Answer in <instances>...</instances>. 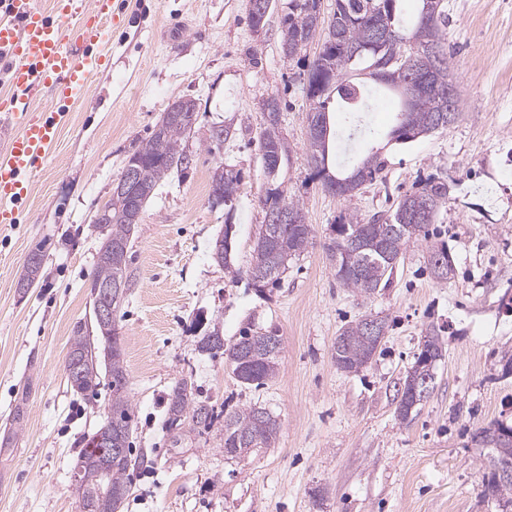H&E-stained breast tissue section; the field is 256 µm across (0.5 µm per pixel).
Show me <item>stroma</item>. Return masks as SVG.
Segmentation results:
<instances>
[{
  "instance_id": "stroma-1",
  "label": "stroma",
  "mask_w": 512,
  "mask_h": 512,
  "mask_svg": "<svg viewBox=\"0 0 512 512\" xmlns=\"http://www.w3.org/2000/svg\"><path fill=\"white\" fill-rule=\"evenodd\" d=\"M123 16L93 98L67 106L51 158L39 163L18 223L0 227V512H77L71 464L84 435L104 420L107 387L86 399L65 376L72 328H93L86 284L98 250L94 216L112 195L130 146L146 138L169 103L195 99L186 140L195 157L146 204L131 239L139 283L119 322L129 377L132 446L148 456L132 470L120 512H497L480 495L485 459L477 427L512 422V0H448V40L462 114L443 131L390 148L380 178L351 197L323 190L305 161L307 64L280 50L274 0L263 32L248 0H117ZM278 95L290 149L280 180L299 199L315 243L264 291L248 271L261 230L267 180L260 105ZM236 133L210 150L211 130ZM240 182L231 205L210 194L218 165ZM441 179L450 200L409 243L388 288L363 298L340 287L323 242L348 212L387 210L397 196ZM230 232L232 267L211 257ZM45 247L38 287L19 296L28 253ZM446 246L454 272L434 277L429 250ZM389 328L357 373L337 370L336 338L364 315ZM232 342L241 330L277 327L279 370L244 385L223 358L198 349L213 326ZM435 330L442 357L434 389L408 421L395 414V385ZM187 378L217 418L207 428L169 425L170 386ZM261 406L280 423L273 447L224 454V413Z\"/></svg>"
}]
</instances>
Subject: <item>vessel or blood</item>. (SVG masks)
Instances as JSON below:
<instances>
[{"mask_svg": "<svg viewBox=\"0 0 512 512\" xmlns=\"http://www.w3.org/2000/svg\"><path fill=\"white\" fill-rule=\"evenodd\" d=\"M118 15L114 0H0V224H14L39 161L53 152L65 116L37 108L44 96L84 97Z\"/></svg>", "mask_w": 512, "mask_h": 512, "instance_id": "1", "label": "vessel or blood"}]
</instances>
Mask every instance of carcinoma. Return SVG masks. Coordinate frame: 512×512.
Returning <instances> with one entry per match:
<instances>
[{
  "mask_svg": "<svg viewBox=\"0 0 512 512\" xmlns=\"http://www.w3.org/2000/svg\"><path fill=\"white\" fill-rule=\"evenodd\" d=\"M336 9L327 28L336 30V42H330V32L323 31L314 22L312 10L316 0H289L288 12L281 20L280 46L284 57H290L288 48L295 38L307 42L322 37L325 54L316 56L308 64L312 79L306 84V98L315 112L309 122L321 124L322 131L309 135L305 157L321 185L335 177L344 184L340 196L353 194L358 187L377 178L385 165L380 148L370 146L344 164L332 166L330 156L338 153L342 131L330 124V113L342 112L353 116V127H358L363 114L371 111L375 86H380L383 97L394 105L396 120L386 133L391 145L409 144L421 136L446 130L448 126H434V121L453 108L455 117L461 115V99H448V77L452 76V54L448 45V0H416V7L406 16L401 14V0H335ZM384 21L394 32L404 35L414 44L402 42L377 43L375 24ZM438 48L439 56L432 67H423L422 54L427 45ZM178 99L169 104L154 125L148 138L134 143L125 164L138 170V190L133 197L111 196L103 209L109 212L111 222L94 225L99 234V248L88 288L120 286V299L139 282L137 268L128 256L131 236L140 222L143 208L160 184L174 173L187 170L186 135L192 125L170 118V113L183 109ZM260 147L267 177V187L260 198L263 212L285 209L295 217L305 219L300 201L287 195L279 182L283 161L289 159V150L281 131V119H262ZM222 185L223 201H233L238 176L233 169L220 165L211 176V188ZM448 182L430 181L424 187L400 198L394 209L377 212L368 218L350 213L337 225L336 236L324 244V249L336 271L340 286L363 296H371L388 287L394 269L406 246L419 238L434 222L439 210L449 201ZM314 238L312 225L264 221L254 243V262L248 271L252 285L263 288L274 283L288 270V263L304 253ZM430 265L436 278L447 280L453 272L445 247H433ZM280 340L278 329L242 331L229 345L215 327L198 342L200 351L222 356L232 368L237 380L245 385L261 383L274 377L279 366V351L265 350L251 345L256 337ZM343 337L335 347L337 369L356 372L368 365L365 355L374 352L372 342L360 328V321L343 327ZM442 355L439 338L429 331L423 337L422 349L412 371H417L426 354ZM80 363V371L70 383L73 392L96 395L101 384L100 367L108 376L109 402L101 426L84 439V447L73 458L71 475L77 476L73 491L83 502L82 512H116L128 493L129 471L145 463V454L132 453L130 436L133 430V406L129 396L128 374L124 366L123 349L118 322L112 328L96 325V334L84 331L82 323L73 330L67 361ZM167 415L171 423L188 424L192 428L209 427L217 415L214 408L195 396L193 385L180 379L167 394ZM512 430V423L495 421L480 426L472 433L477 442L497 456L500 452L512 455V440H501L503 428ZM280 423L275 416L260 406H249L224 415V454L244 456L259 448L275 444ZM107 435L112 447L121 453L104 462V449L95 438ZM481 494L497 502L512 503V483L493 481L481 484Z\"/></svg>",
  "mask_w": 512,
  "mask_h": 512,
  "instance_id": "cac0c4a2",
  "label": "carcinoma"
}]
</instances>
